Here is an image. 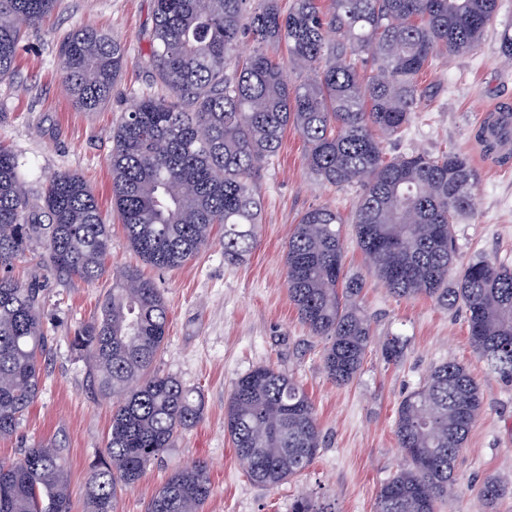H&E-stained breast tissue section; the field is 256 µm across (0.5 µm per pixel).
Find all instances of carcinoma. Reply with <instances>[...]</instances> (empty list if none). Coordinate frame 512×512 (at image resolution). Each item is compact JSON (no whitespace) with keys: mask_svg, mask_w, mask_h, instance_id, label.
Masks as SVG:
<instances>
[{"mask_svg":"<svg viewBox=\"0 0 512 512\" xmlns=\"http://www.w3.org/2000/svg\"><path fill=\"white\" fill-rule=\"evenodd\" d=\"M58 2L0 0V81L12 76L24 33ZM496 9L497 0H331L327 10L320 0H294L285 15L279 0H154L151 65L161 91L141 94L112 129V208L129 246L158 270L216 243L224 263L245 261L262 224L257 176L292 126L319 182L359 188L351 223L373 275L395 297L463 309L474 351L512 381V267L472 258L448 283L454 219L474 210L477 171L460 152L390 156L383 145L425 97V68L474 51ZM246 39L261 48L243 58ZM124 63L116 41L80 28L59 48L62 88L95 110ZM291 70L304 79L291 81ZM44 203L49 223L30 220L18 157L0 141V437L14 434L35 402L50 339L42 288L13 279L14 262L42 242L59 273L93 282L108 272L111 228L82 177L47 176ZM343 223L329 207L307 210L286 252L288 300L314 335L330 338L323 365L338 386L358 377L373 344L356 301L361 283L344 271ZM168 328L160 289L124 269L112 274L100 316L73 332L71 348L89 358L94 387L115 400L85 512H118V485L137 484L202 419L200 394L154 369ZM482 409L463 365L435 366L397 408L395 435L409 463L382 486L375 512H438ZM224 430L247 477L269 488L305 470L321 445L311 398L267 365L236 382ZM511 491L488 479L479 512H495ZM211 494L208 465L198 461L174 470L146 512H203ZM0 512H71L68 462L54 443L0 465Z\"/></svg>","mask_w":512,"mask_h":512,"instance_id":"1","label":"carcinoma"}]
</instances>
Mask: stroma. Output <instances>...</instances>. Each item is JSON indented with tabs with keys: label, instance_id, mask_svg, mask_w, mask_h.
I'll return each instance as SVG.
<instances>
[{
	"label": "stroma",
	"instance_id": "35a3bbf8",
	"mask_svg": "<svg viewBox=\"0 0 512 512\" xmlns=\"http://www.w3.org/2000/svg\"><path fill=\"white\" fill-rule=\"evenodd\" d=\"M85 26L108 32L126 59L111 98L93 112L79 109L63 92L58 68L60 42ZM508 31L512 0H499L476 51L437 60L421 76L427 96L386 149L466 154L481 180L473 212L454 225L456 251L464 261L483 256L512 266V160L501 162L481 140L490 109L512 107V64L500 53L501 36ZM152 32L153 0H59L46 21L27 30L13 77L0 82V140L19 156L34 221L44 218L45 175L79 173L112 226V272L139 263L112 209L108 158L115 122L131 110L138 93L157 88L149 65ZM304 155L301 136L287 130L278 154L257 178L262 224L258 245L244 262L225 264L214 246L181 268L147 269L170 308L168 339L155 368L198 391L204 414L175 448L149 465L137 485L120 487V512H145L172 469L199 459L208 462L213 486L204 512H290L303 495L324 498L332 512H374L380 488L403 463L394 435L398 405L434 366L449 361L469 369L484 406L456 462L455 489L439 512H477L480 488L489 477L512 489V382L477 356L464 312L442 309L424 297L391 296L371 276L349 224L343 227L345 271L364 283L358 304L370 320L374 343L354 382L337 386L327 378L322 362L327 339L313 335L288 301L286 247L302 213L327 206L349 216L358 190L320 183L307 170ZM14 274L42 284L53 340L36 402L16 433L0 438V464L19 462L32 442L54 441L68 461L72 512H84L90 469L106 445L112 403L97 395L90 361L71 350L69 338L79 323L99 314L112 279L87 282L58 275L33 252L17 262ZM395 335L403 355L390 362L381 347ZM259 365L273 366L303 386L322 437L313 463L275 488L250 481L224 431V407L235 383Z\"/></svg>",
	"mask_w": 512,
	"mask_h": 512
}]
</instances>
